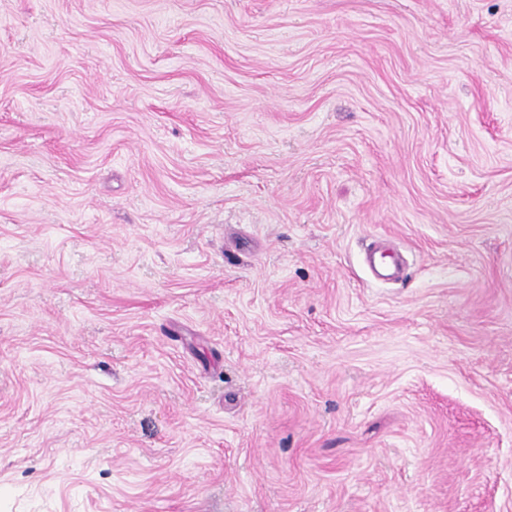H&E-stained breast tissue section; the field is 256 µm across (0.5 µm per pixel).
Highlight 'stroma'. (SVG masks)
Segmentation results:
<instances>
[{"label":"stroma","instance_id":"1","mask_svg":"<svg viewBox=\"0 0 512 512\" xmlns=\"http://www.w3.org/2000/svg\"><path fill=\"white\" fill-rule=\"evenodd\" d=\"M0 512H512V0H0Z\"/></svg>","mask_w":512,"mask_h":512}]
</instances>
